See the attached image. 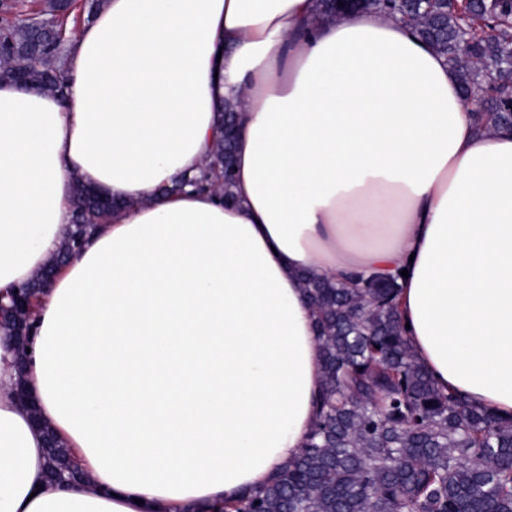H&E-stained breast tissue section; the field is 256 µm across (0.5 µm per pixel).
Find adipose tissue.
I'll list each match as a JSON object with an SVG mask.
<instances>
[{
    "label": "adipose tissue",
    "instance_id": "obj_1",
    "mask_svg": "<svg viewBox=\"0 0 512 512\" xmlns=\"http://www.w3.org/2000/svg\"><path fill=\"white\" fill-rule=\"evenodd\" d=\"M66 98L0 82V292L69 239L75 183L127 201L0 344V512H207L304 448L324 389L298 274L398 277L418 363L512 416V133L447 59L317 0H105ZM232 198L198 175L225 108ZM40 417L88 475L48 481Z\"/></svg>",
    "mask_w": 512,
    "mask_h": 512
}]
</instances>
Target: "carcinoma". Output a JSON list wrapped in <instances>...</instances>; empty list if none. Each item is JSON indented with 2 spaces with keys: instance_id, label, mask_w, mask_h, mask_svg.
Here are the masks:
<instances>
[{
  "instance_id": "cac0c4a2",
  "label": "carcinoma",
  "mask_w": 512,
  "mask_h": 512,
  "mask_svg": "<svg viewBox=\"0 0 512 512\" xmlns=\"http://www.w3.org/2000/svg\"><path fill=\"white\" fill-rule=\"evenodd\" d=\"M104 0H0V79L24 64L26 87H67L73 30ZM361 7L413 26L445 56L466 94L493 95L502 108L476 113L485 128H512V0H363ZM235 137L224 134L202 176L166 189L207 184L226 196L233 184ZM77 223L109 211L75 183ZM314 307L323 357L319 419L305 448L259 491L222 512H512V418L445 393L417 363L398 311L400 285L373 276L359 288L302 277ZM47 477L67 466L66 449H46Z\"/></svg>"
}]
</instances>
